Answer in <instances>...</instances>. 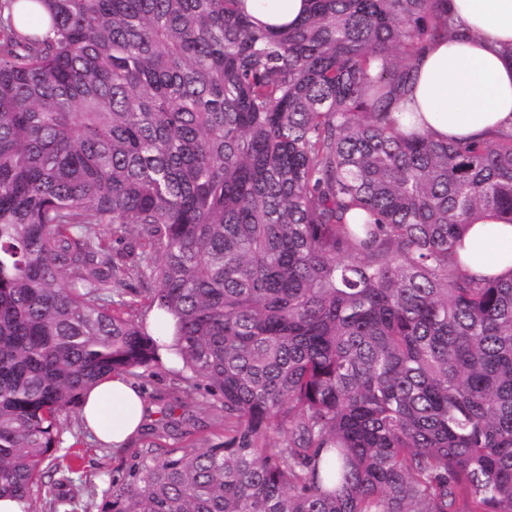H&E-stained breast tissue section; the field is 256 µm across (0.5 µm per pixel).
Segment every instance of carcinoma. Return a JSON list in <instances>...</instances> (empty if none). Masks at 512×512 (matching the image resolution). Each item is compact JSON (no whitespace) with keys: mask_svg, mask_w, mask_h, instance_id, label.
<instances>
[{"mask_svg":"<svg viewBox=\"0 0 512 512\" xmlns=\"http://www.w3.org/2000/svg\"><path fill=\"white\" fill-rule=\"evenodd\" d=\"M0 0V498L85 391L162 362L224 442L156 430L104 512H512V133L393 109L448 0ZM248 11L262 22L288 24L305 15L304 0H247ZM462 269L478 277H512V224L486 216L475 221L458 247Z\"/></svg>","mask_w":512,"mask_h":512,"instance_id":"1","label":"carcinoma"}]
</instances>
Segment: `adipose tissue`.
Returning a JSON list of instances; mask_svg holds the SVG:
<instances>
[{
  "label": "adipose tissue",
  "mask_w": 512,
  "mask_h": 512,
  "mask_svg": "<svg viewBox=\"0 0 512 512\" xmlns=\"http://www.w3.org/2000/svg\"><path fill=\"white\" fill-rule=\"evenodd\" d=\"M456 35L428 43L414 62L400 113H416L436 138H493L512 133V0H448ZM462 269L479 277H512V224L486 216L458 248ZM141 391L125 376L103 380L85 394L83 424L103 446L120 447L143 421Z\"/></svg>",
  "instance_id": "adipose-tissue-1"
}]
</instances>
